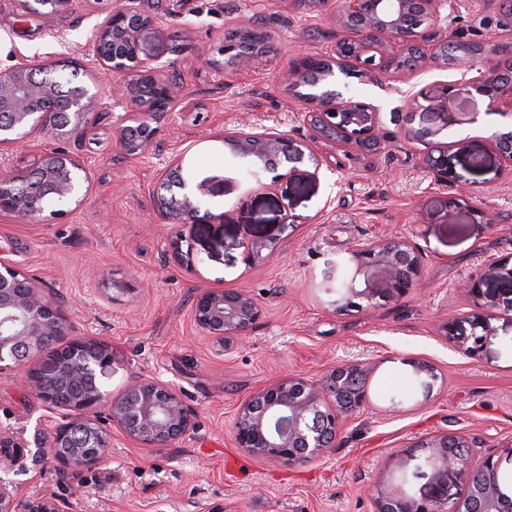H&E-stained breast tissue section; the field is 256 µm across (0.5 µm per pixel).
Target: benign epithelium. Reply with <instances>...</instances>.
Masks as SVG:
<instances>
[{
    "mask_svg": "<svg viewBox=\"0 0 512 512\" xmlns=\"http://www.w3.org/2000/svg\"><path fill=\"white\" fill-rule=\"evenodd\" d=\"M461 0H342L330 15L337 29L348 36L336 42L334 53L325 57L306 56L288 69L285 82L296 99L311 113L321 116L323 125L312 124L311 139L329 130L346 146L381 149L379 109L369 103L353 101L330 88L335 71L347 77L371 79L377 75H403L431 68L458 71L461 81L440 84L421 97L428 105L423 111L402 114V135L408 142L423 141L433 135L431 125L453 126L458 113L436 112L440 100L460 106L473 97L488 99L491 110L512 118V48L489 36L479 41L453 34L434 47H428L427 30L446 6L458 11ZM155 18L127 8L112 10L99 26L88 47V56L99 78L126 75L129 81L120 89L126 102L124 120L138 117L135 126L120 129V145L127 154L143 153L152 137L141 131H155L153 123L170 117L179 105H189L183 86L166 81L158 66L165 55L179 56L182 48L159 45L152 39ZM262 52L259 44L224 40L221 54L229 63L244 64ZM477 76L468 77L471 72ZM56 94L54 82L45 68L20 62L0 73V151L16 147L25 137L11 130L31 126L54 140L80 139L94 124L101 111L98 98L88 87L71 93L72 108L64 124L50 125L44 103ZM236 156L248 159L255 173L283 170L277 178L291 177L299 166L319 159L309 145L276 132H244L224 138ZM435 181L457 184L448 172L447 156L427 155L423 159ZM80 160L69 152L53 148L42 153L36 168L26 177L39 174L61 202L84 200L79 189ZM20 174L0 175V212L23 218L40 215L14 192ZM170 201L157 202L158 212L174 223H196L215 215L202 210L205 185L190 184L181 178L167 185ZM357 266L378 265L391 277L390 292L399 298L413 288L421 272L416 250L397 237L384 238L353 252ZM483 280L473 277L463 283L461 292L485 309L492 305L483 291ZM374 288L349 287L341 293L338 308L359 306L358 300L373 301ZM262 310L247 292L212 288L197 295L194 303L196 324L211 336H245L259 320ZM66 313L46 302L45 290L34 284L16 266L5 250H0V370L22 369L26 362L64 333ZM494 327L491 317L482 312L455 319L444 326L445 338L470 359L479 357ZM99 352L70 365L59 362L55 377L65 386L84 379H102L112 374V350L101 344ZM414 372L423 378L425 391L433 387L437 374L426 362H413ZM23 380L48 408H63L76 417L56 427L50 437L51 456L57 465L73 473L98 469L112 445V422L128 440L143 448H166L186 435L192 426V412L181 395L170 386L152 379H138L122 394L112 397L103 385L74 394L42 387L38 374L24 372ZM366 398L363 369L357 364L335 368L320 382L285 376L274 384L253 392L237 409L233 436L236 447L246 454L273 460L292 468L309 463L336 447V435L343 421ZM423 461L430 471L428 482L418 488L380 490L375 498L377 512H512V491L504 493L495 480L499 468L493 458L474 460L467 442L444 434L421 444ZM465 493L459 494L458 487ZM0 512H61L57 499L42 497L30 501L19 487L0 478Z\"/></svg>",
    "mask_w": 512,
    "mask_h": 512,
    "instance_id": "1",
    "label": "benign epithelium"
}]
</instances>
